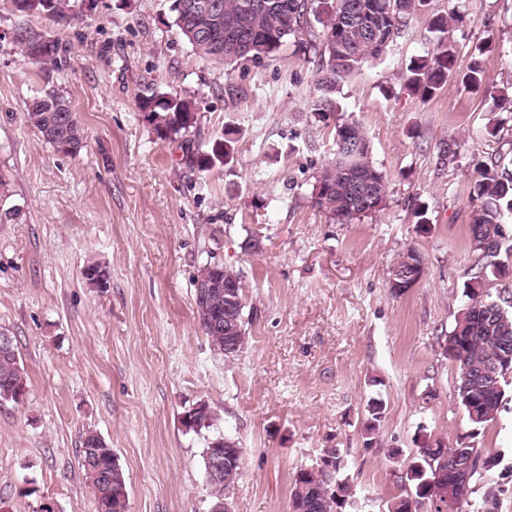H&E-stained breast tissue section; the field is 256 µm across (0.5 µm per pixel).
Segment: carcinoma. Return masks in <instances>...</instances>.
I'll list each match as a JSON object with an SVG mask.
<instances>
[{
	"mask_svg": "<svg viewBox=\"0 0 512 512\" xmlns=\"http://www.w3.org/2000/svg\"><path fill=\"white\" fill-rule=\"evenodd\" d=\"M183 0H171L170 11L183 39L199 58L214 64L231 66L224 53V28L231 25L243 33L259 39L253 51V61L276 55L291 41L299 51L314 55L315 85L319 97L312 111L325 120L337 108L340 80L354 69L370 61L379 60L406 26L410 15L422 10L427 0H337L336 10L324 11L317 18L322 34L311 33L309 15L314 0H266L272 8L265 12H247L242 9L246 0H215L219 14L211 22L208 36L192 37L187 28L192 21L182 10ZM33 15H44L57 22L70 18L71 0H30ZM456 73V54L451 43L440 39L436 50L413 62L404 88L412 95L427 98L436 93ZM201 99L197 94L153 93L141 98L140 108L156 133L163 137H185L196 125ZM27 122L41 139L55 151L59 144L70 146L68 154L76 155L84 148L85 130L70 104L62 97L48 93L35 99L27 109ZM335 156L330 166L335 175L328 185H320L315 178L311 197L335 223L348 224L352 220L385 210L388 202L386 176L373 158L371 143L363 128L356 122L337 117L335 123ZM234 140L220 136L205 145H198L187 153L189 166L207 172L229 164L233 160ZM475 192L481 200L480 209L469 225L473 252L476 253L470 278L464 284L465 305L455 324L448 331L445 355L458 358L472 367L475 374L465 380L458 377L456 399L472 425V436L477 437L485 426L494 421L502 408L505 386L509 385L506 372L512 369V291L503 288L491 292L486 284L509 274L512 260V240L507 239L504 226L512 220V159L506 160L501 149L489 152L473 164ZM365 185L381 202L372 210L359 209L353 204L357 187ZM224 280V265L206 262L199 267L193 280L198 289L208 281ZM224 311V296H211L207 307L197 309L203 333L224 358L238 356L246 344V322L240 319L241 342L231 352L224 351V333L212 328L215 312ZM26 378L20 367L17 340H12V353L0 352V400L6 393H26ZM384 412L382 400L370 399L365 406L366 433L377 429ZM97 435L88 431L80 449L81 466L88 482L98 474L112 471V452L106 442L93 447ZM501 458L473 446L450 447L438 442L433 447L418 449L417 456L402 476L405 493L392 499L388 512H421L430 498L425 479L442 472L448 486L446 508L434 512H462V504H470L471 512H481L491 503L498 512V499L493 488L484 490L476 502L468 496L477 492L456 488L458 467L469 470L468 481L475 475L497 468ZM344 469V460L338 450L327 448L312 469L299 470L293 483V512H338L345 507L350 494L348 479L335 475ZM97 512H125L126 501L112 494V487L98 488Z\"/></svg>",
	"mask_w": 512,
	"mask_h": 512,
	"instance_id": "obj_1",
	"label": "carcinoma"
}]
</instances>
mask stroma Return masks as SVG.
<instances>
[{
    "label": "stroma",
    "mask_w": 512,
    "mask_h": 512,
    "mask_svg": "<svg viewBox=\"0 0 512 512\" xmlns=\"http://www.w3.org/2000/svg\"><path fill=\"white\" fill-rule=\"evenodd\" d=\"M170 0H74V20L22 16L0 0V331L17 338L28 391L0 400V512H96L81 466L97 432L121 466L128 512H209L204 451L217 436L242 450L232 512H292L293 477L340 449L352 486L347 512H387L419 448L468 440L502 462L478 479L512 512V385L482 434L454 392L444 338L463 306L479 202L472 161L485 127L512 136V103L488 86L512 82V0H430L382 61L342 81L339 112L366 132L388 178V206L334 223L311 198L335 152L334 119L310 104L315 65L288 44L276 57L217 67L172 26ZM457 72L432 97L402 87L411 60L437 45L430 20L448 13ZM46 32L56 63L25 60L15 26ZM491 52L479 53L483 42ZM63 96L87 131L71 156L25 118L31 99ZM199 93L191 141L238 129L230 165L188 166L187 144L163 139L141 97ZM457 142L456 164L442 161ZM261 241L245 250L247 238ZM416 248L426 273L399 296L398 255ZM240 272L247 342L225 359L202 333L193 277L207 261ZM108 273L103 287L82 271ZM385 403L365 435L369 397ZM207 405L210 427L184 415ZM398 449L389 458L390 449Z\"/></svg>",
    "instance_id": "stroma-1"
}]
</instances>
